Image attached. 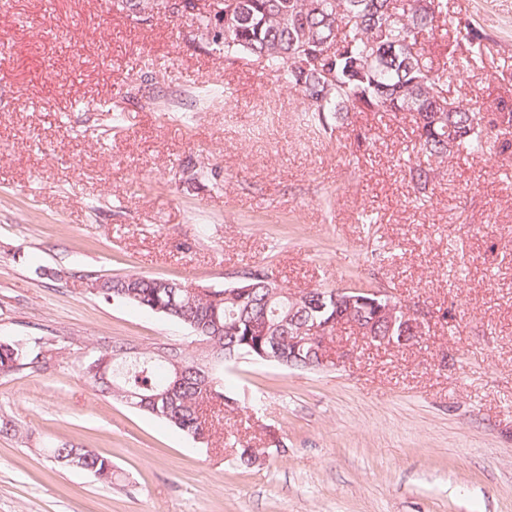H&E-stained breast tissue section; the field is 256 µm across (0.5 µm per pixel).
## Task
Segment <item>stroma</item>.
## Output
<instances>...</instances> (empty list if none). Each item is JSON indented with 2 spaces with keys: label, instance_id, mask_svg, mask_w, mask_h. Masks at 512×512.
<instances>
[{
  "label": "stroma",
  "instance_id": "35a3bbf8",
  "mask_svg": "<svg viewBox=\"0 0 512 512\" xmlns=\"http://www.w3.org/2000/svg\"><path fill=\"white\" fill-rule=\"evenodd\" d=\"M449 4L490 55L449 76L448 100L491 110L512 98V0ZM196 27L0 0V339L54 342L46 368L0 374L19 426L0 432V512H512V156L453 153L420 196L409 116L304 135L296 94ZM256 265L293 293L389 290L427 333L385 347L338 329L319 370L231 365L236 404L207 444L84 377L114 343L192 341L91 282L222 288ZM61 442L109 456L111 480L56 462Z\"/></svg>",
  "mask_w": 512,
  "mask_h": 512
}]
</instances>
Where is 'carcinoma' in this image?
Here are the masks:
<instances>
[{"label":"carcinoma","instance_id":"cac0c4a2","mask_svg":"<svg viewBox=\"0 0 512 512\" xmlns=\"http://www.w3.org/2000/svg\"><path fill=\"white\" fill-rule=\"evenodd\" d=\"M233 23L221 39H212L224 60L250 59L276 73L285 87L297 93L303 126L313 133L328 132L327 121L344 124L353 112L408 113L418 133L419 149L408 171L423 191L432 184V162L466 150L485 154L492 136L503 140L498 154L512 150V102L503 99L490 112L467 102L448 103L444 76L483 60L486 36L474 22L449 14L448 0H224ZM453 32L456 50L437 62L427 56L425 43ZM249 291L213 288L191 295L173 279L129 275L97 282V294L118 298L177 322L203 340L214 342L212 359L198 364L180 351V373L168 362L142 352L134 358L123 343L99 354L112 366L88 376L92 385L112 398H132L136 409L165 420L193 438H207L212 428L204 407L217 411L231 398L218 384L227 365L224 358L259 359L260 351L276 346L271 363L287 368H320L321 343L302 357L294 355L291 340L306 335L314 324L345 316L344 324L376 345H389L403 313L395 319L374 317L363 305L336 303V290L312 288L292 294L265 267L243 271ZM253 323L268 326L269 336L249 331ZM43 342L0 341V374H9L39 357ZM53 457L72 458L80 469L100 479L112 478V460L92 448L63 443Z\"/></svg>","mask_w":512,"mask_h":512}]
</instances>
